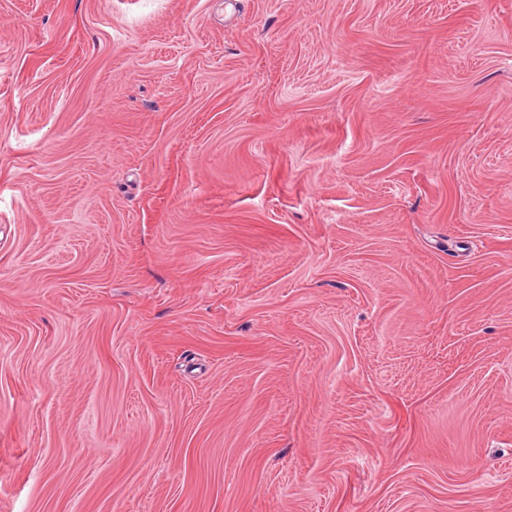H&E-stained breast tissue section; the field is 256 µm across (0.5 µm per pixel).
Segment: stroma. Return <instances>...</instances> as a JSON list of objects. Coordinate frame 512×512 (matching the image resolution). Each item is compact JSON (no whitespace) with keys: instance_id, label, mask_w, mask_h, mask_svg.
<instances>
[{"instance_id":"1","label":"stroma","mask_w":512,"mask_h":512,"mask_svg":"<svg viewBox=\"0 0 512 512\" xmlns=\"http://www.w3.org/2000/svg\"><path fill=\"white\" fill-rule=\"evenodd\" d=\"M0 512H512V0H0Z\"/></svg>"}]
</instances>
